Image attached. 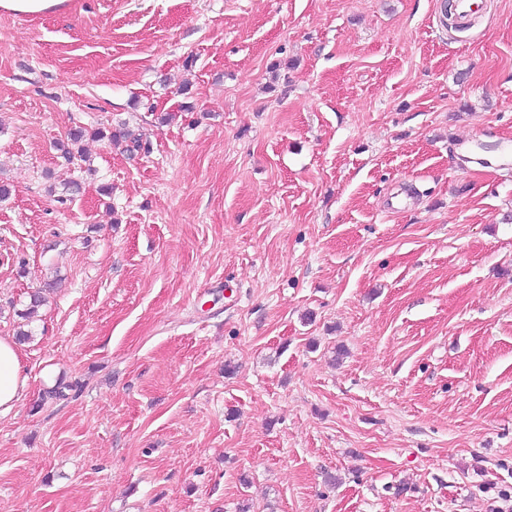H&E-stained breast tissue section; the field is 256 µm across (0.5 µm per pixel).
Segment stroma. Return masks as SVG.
<instances>
[{
    "instance_id": "35a3bbf8",
    "label": "stroma",
    "mask_w": 512,
    "mask_h": 512,
    "mask_svg": "<svg viewBox=\"0 0 512 512\" xmlns=\"http://www.w3.org/2000/svg\"><path fill=\"white\" fill-rule=\"evenodd\" d=\"M442 2L0 10V512L512 507V0ZM88 134L91 137L98 139L107 138L110 141L115 142H129L132 144V146H127L130 147V149H127L129 151H137L140 149H144L147 151L149 150V146L146 147V143L144 146L140 138L135 137L129 130H126L125 128H115V130H109L108 133L102 129L88 131L85 128H79L69 133L68 141H70L71 145H76L80 143ZM26 385L15 344L0 337V414L14 407Z\"/></svg>"
}]
</instances>
